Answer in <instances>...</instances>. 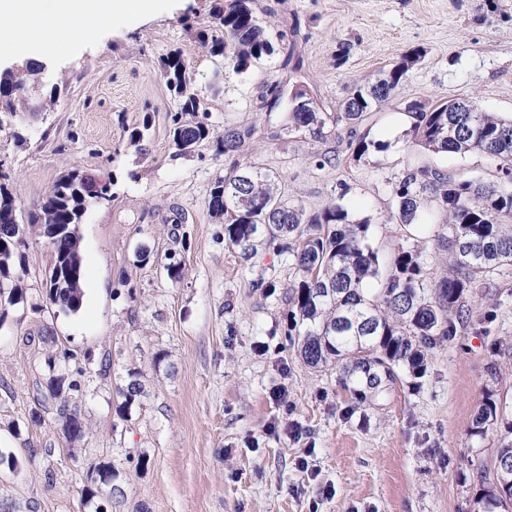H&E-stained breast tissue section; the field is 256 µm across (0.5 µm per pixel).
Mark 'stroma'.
<instances>
[{
    "instance_id": "1",
    "label": "stroma",
    "mask_w": 512,
    "mask_h": 512,
    "mask_svg": "<svg viewBox=\"0 0 512 512\" xmlns=\"http://www.w3.org/2000/svg\"><path fill=\"white\" fill-rule=\"evenodd\" d=\"M223 6L158 0L143 18L112 20L95 45L42 52L54 107L18 124L23 142L0 132V182L22 212L70 168L113 183L111 202L79 226L78 312L47 303L51 252L27 236L26 300L0 319V439L21 461L0 471V500L83 512L87 466L102 460L121 489L101 497L106 512H470L493 481L500 439L493 427L471 435L473 418L487 395L512 401V267L467 299L455 335L427 350L422 375L401 372L355 403L335 368L308 366L286 341L287 261L270 249L246 260L225 244L208 207L223 160L205 146L173 156L176 101L158 62L181 51L215 130L255 123L250 159L278 177L285 198L310 214L338 200L352 218H370V243L387 258L430 240L440 221L434 212L424 228L388 222L390 186L404 170L496 173L497 159L484 154L415 146L405 105L470 98L512 114V0H258L273 41L298 38V79L330 107L354 82L422 53L394 101L324 141L270 139L282 116L256 106L264 83L282 77L279 56L208 92L218 59L194 31ZM353 132L386 150L354 157ZM327 151L335 165L315 167L312 155ZM176 207L188 223H171ZM141 244L152 253L145 265L135 258ZM172 254L184 264L177 283L164 270ZM260 278L275 289L256 287ZM52 373L79 386L86 431L73 445L43 399ZM134 378L143 393L127 407L120 391Z\"/></svg>"
}]
</instances>
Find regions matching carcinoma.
Returning a JSON list of instances; mask_svg holds the SVG:
<instances>
[{"mask_svg":"<svg viewBox=\"0 0 512 512\" xmlns=\"http://www.w3.org/2000/svg\"><path fill=\"white\" fill-rule=\"evenodd\" d=\"M218 19L216 26L197 32V41L213 56L222 57L223 80L246 74L274 54L255 0H228ZM421 56L414 51L380 71L374 81L353 85L333 114L305 86L293 82L302 56L298 40H289L281 47L280 69L285 78L268 85L259 96L260 110L286 113V124L281 131L270 133V138L307 132L324 140L336 134L339 122H359L397 94ZM159 66L177 102L169 129L174 155L210 146L214 157H224V175L215 178L209 199L211 214L224 224V242L239 249L246 259L273 245L289 261L296 278L288 296V332L299 336L298 351L309 366H333L352 383L349 391L355 400L365 401L382 385L383 364L396 375L401 370L421 374L425 352L436 337L454 334L448 313L467 294L484 288L496 270L512 266V116L484 112L472 99L471 112L454 111L460 99L431 104L412 101L406 106L416 118L413 142L422 149L457 155L478 152L502 161L490 181L455 179L424 166L396 177L391 187L395 211L388 220L409 227L427 223L423 208L427 198L443 217L433 246L448 249L453 261L449 272L431 280L425 273L428 253L419 244L399 248L384 267L378 251L369 244V218L354 221L336 202L309 215L284 198L276 177L244 157L257 126L236 124L217 133L182 53L167 54ZM43 71L41 62L28 59L0 72V129L23 121L27 112H42L54 105L53 89L47 96L29 98V92L42 85ZM387 147L361 137L353 154L361 158ZM109 188L111 183L72 169L55 180L28 214L27 223L52 239L45 293L49 304L63 312H77L84 296L77 226ZM20 218L15 197L0 183V297L4 299L0 308L24 301L23 289L15 283L24 258L23 248L16 246L24 237ZM373 280L381 288L371 293L368 284ZM46 386L47 398L58 404L68 438L80 440L84 423L72 396L77 385H67L64 377L52 374ZM491 426L504 429L496 456L507 473L477 498L481 512H496L512 502V418L506 403L489 395L472 422L471 435L482 437ZM113 480L110 464H90L87 485L81 489L83 505H92L98 512L101 505L95 499L103 488L111 494L118 491Z\"/></svg>","mask_w":512,"mask_h":512,"instance_id":"obj_1","label":"carcinoma"}]
</instances>
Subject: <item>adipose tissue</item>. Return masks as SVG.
I'll use <instances>...</instances> for the list:
<instances>
[{"label": "adipose tissue", "instance_id": "1", "mask_svg": "<svg viewBox=\"0 0 512 512\" xmlns=\"http://www.w3.org/2000/svg\"><path fill=\"white\" fill-rule=\"evenodd\" d=\"M153 0H0V57L78 48L98 40L104 19L131 20Z\"/></svg>", "mask_w": 512, "mask_h": 512}]
</instances>
